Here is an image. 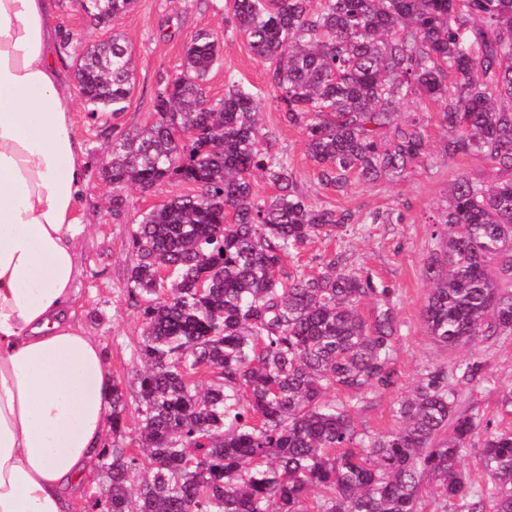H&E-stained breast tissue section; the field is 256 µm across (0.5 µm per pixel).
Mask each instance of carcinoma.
I'll return each instance as SVG.
<instances>
[{
	"mask_svg": "<svg viewBox=\"0 0 512 512\" xmlns=\"http://www.w3.org/2000/svg\"><path fill=\"white\" fill-rule=\"evenodd\" d=\"M133 0H87L101 27ZM236 32L268 64L288 124L301 128L318 180L401 179L429 153L420 121L395 104L439 105L448 146L480 154L508 178L461 175L435 224L423 311L439 345L465 348L512 334V0H229ZM219 60L200 30L163 78L154 120L112 141V215L122 190L169 179L195 186L142 212L130 233V297L141 299L137 358L138 453L114 444L98 467L108 483L96 512H417L433 484L438 512H512V429L456 411L460 385L484 381V363L434 368L394 402L400 425L359 427L365 396L395 384L396 315L339 251L322 271L284 260L351 222L298 190L288 158L263 145L259 106L233 78L213 102L204 81ZM452 74L453 85L445 83ZM75 77L90 117L125 110L134 61L123 37L87 47ZM262 178L274 194L254 190ZM376 298L371 317L360 306ZM211 375V382L202 376ZM335 390L344 396L328 398ZM127 404L112 383V434ZM483 432L489 485L459 468Z\"/></svg>",
	"mask_w": 512,
	"mask_h": 512,
	"instance_id": "obj_1",
	"label": "carcinoma"
}]
</instances>
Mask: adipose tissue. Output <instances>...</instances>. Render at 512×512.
Wrapping results in <instances>:
<instances>
[{
	"label": "adipose tissue",
	"instance_id": "1",
	"mask_svg": "<svg viewBox=\"0 0 512 512\" xmlns=\"http://www.w3.org/2000/svg\"><path fill=\"white\" fill-rule=\"evenodd\" d=\"M55 0H0V512H70L104 446L112 376L77 322L87 159Z\"/></svg>",
	"mask_w": 512,
	"mask_h": 512
}]
</instances>
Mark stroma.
Wrapping results in <instances>:
<instances>
[{"instance_id":"stroma-1","label":"stroma","mask_w":512,"mask_h":512,"mask_svg":"<svg viewBox=\"0 0 512 512\" xmlns=\"http://www.w3.org/2000/svg\"><path fill=\"white\" fill-rule=\"evenodd\" d=\"M58 27L74 41L59 46L69 66H76L81 47L119 33L135 57V89L124 112L100 121L90 118L82 99H75L74 132L82 142L88 161L87 185L82 200L84 231L77 239L81 275L77 286L76 318L84 329L106 348L112 378L119 383L135 423L138 382L136 357L142 336L140 308L129 296V270L133 256L129 235L136 216L147 208L193 192L192 184L169 180L152 192L126 188V210L112 215V187L102 176L111 162V142L121 133L153 119V103L162 77L178 70L188 38L200 30L214 32L220 42L222 61L213 67L204 84L209 98L224 95L225 78L248 88L260 107L261 128L274 151L287 156L299 190L314 205L352 212L353 224L331 237L308 244L299 263L304 272L321 271L324 255L341 250L352 269L372 278L376 287L389 289L388 300L397 314V339L393 367L397 384L366 396L360 405L358 424L375 433L396 427L391 413L394 400L410 393L429 370L452 367L465 357L486 364L487 382L463 388L458 408L493 419L499 427L512 428V411L503 397L512 392V336L478 342L463 349H446L427 336L422 311L431 283L425 267L434 246V224L448 207L451 186L461 175L495 182L498 169L479 154L448 151L438 106L427 98L400 104L399 120L419 118L429 139L430 154L399 183L382 177L371 183L351 181L347 188L324 187L304 147V135L289 125L281 103L267 79L265 63L257 59L243 37L238 36L228 9H218L214 0H135L132 9L113 20L110 28L91 27L74 0H58Z\"/></svg>"}]
</instances>
